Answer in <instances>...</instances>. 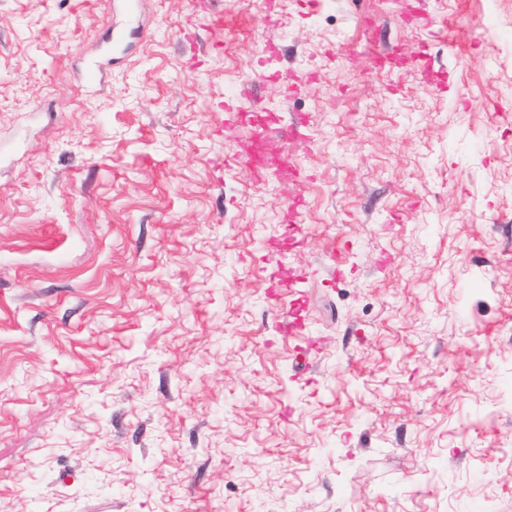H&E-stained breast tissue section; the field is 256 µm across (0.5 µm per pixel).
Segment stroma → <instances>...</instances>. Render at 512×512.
<instances>
[{"instance_id":"stroma-1","label":"stroma","mask_w":512,"mask_h":512,"mask_svg":"<svg viewBox=\"0 0 512 512\" xmlns=\"http://www.w3.org/2000/svg\"><path fill=\"white\" fill-rule=\"evenodd\" d=\"M208 2L142 0L89 88L114 0H0V512H512V0ZM245 85L306 118L297 174L225 166ZM368 60L373 67H382L389 65L403 66L408 64H419L424 62V66H429V59L423 51L414 52L409 55H402L395 49L392 50H373L370 52ZM303 204L301 198H295L291 204L288 205L287 209L283 214L282 223L287 224L288 228V245H301L304 239L301 237V220L299 207ZM278 271L275 272L271 279L270 288L272 291L279 290L280 288H285V293L298 296L297 298L291 301V308L288 311H281L279 308V304L277 301L280 298L279 294L275 295L276 304L280 313V324L282 326V330L284 334L288 338H298L306 335V325L300 320L298 313L299 309L303 304V300L305 299V292L299 288V285L305 280V273L302 272H294L293 270L286 269L279 261Z\"/></svg>"}]
</instances>
